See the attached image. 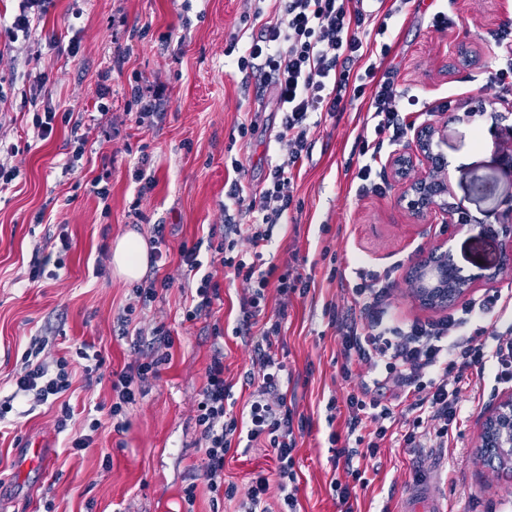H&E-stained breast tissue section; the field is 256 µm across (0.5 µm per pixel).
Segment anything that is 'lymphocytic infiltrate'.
I'll return each instance as SVG.
<instances>
[{
    "label": "lymphocytic infiltrate",
    "instance_id": "1",
    "mask_svg": "<svg viewBox=\"0 0 512 512\" xmlns=\"http://www.w3.org/2000/svg\"><path fill=\"white\" fill-rule=\"evenodd\" d=\"M272 2L274 15L264 23L260 36L245 45L239 56L227 61L226 67L229 72L257 77L273 86L282 114L278 138L287 143L288 152L272 166L258 195L244 198L239 182H232L227 193L232 211L225 214L223 224L210 228L207 236L192 244L179 247L181 262L197 275L191 285L193 296L185 312L186 320L209 315L219 297V285L212 274L201 271V252L218 257L224 268L249 285L248 295L240 301L233 333L252 349L253 368L247 371L245 381L258 383L259 390L241 414L229 410L232 386L224 377V349L216 344L196 405L203 477L212 501H230L238 494L237 485L224 480V461L231 452L243 445H260L273 452L274 477L259 473L252 478L240 512H300L295 451L297 432L304 429L306 422L288 406V377L278 348L288 309L283 306L269 310L266 292L273 286L281 296H303L308 283L299 271L298 258H291L280 268L266 264L262 252L274 227L288 221L293 201L292 171L308 150L309 136L319 124L318 114L344 110L347 93L363 94L366 85L374 87L369 114L375 137L363 142L359 150L360 192L381 190L375 163L383 145L382 134H390L396 140L405 131L395 81L390 76L377 79V65L372 61L374 52L388 54L390 46L385 43L377 48L363 37L367 31L385 35L386 23L378 22L376 16L361 8H347L345 0ZM360 61L365 64L363 71L352 73V65ZM353 77L358 80L354 87L349 84ZM32 123L46 135L59 123L68 128L73 153L63 171L73 173L74 162L82 157L86 145L81 121L74 119L72 111L60 113L47 107L34 112ZM240 209L251 214V223L237 221L235 213ZM243 240L249 242V249H240ZM355 275L357 281L351 294L358 314L341 318L331 309L327 315L337 325L344 358L358 356L379 372L372 383L361 384L358 390L348 393L346 435H329L335 459L343 461L357 479L361 471L355 468V460L376 457L388 436L387 422L393 412L377 396L386 381H395L413 397L408 406L411 416L400 423L404 447H425L431 436L447 443L459 422L462 395L470 388L472 377L480 378L490 371L497 383L512 382V324L498 333L491 348L466 333L468 325L484 321L497 306L501 294L496 291L439 319L401 327L385 319L390 277L369 274L361 268L356 269ZM173 345L170 331L158 327L147 344L145 360L113 373L110 419L123 420L142 384L158 377L168 364V350ZM42 350V338L33 337L15 377L14 395L24 396L34 407L60 401L58 425L63 428L72 416L69 403L63 400L71 386L69 363H48L41 357ZM273 486L279 494L274 508L268 503Z\"/></svg>",
    "mask_w": 512,
    "mask_h": 512
}]
</instances>
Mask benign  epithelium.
Segmentation results:
<instances>
[{"instance_id": "7a95c632", "label": "benign epithelium", "mask_w": 512, "mask_h": 512, "mask_svg": "<svg viewBox=\"0 0 512 512\" xmlns=\"http://www.w3.org/2000/svg\"><path fill=\"white\" fill-rule=\"evenodd\" d=\"M458 118L466 122L489 119L497 126L512 118V109L501 112L493 103L479 100ZM444 143L443 128L429 124L417 131L415 150H398L391 155L388 159L391 174L402 185L399 202L418 219L431 222L438 218L456 233L474 230L483 233L485 228L471 223L468 214L453 202L448 164L441 151ZM411 168L417 169L418 174L407 180L405 176ZM497 235L512 247V205L501 215ZM446 245L445 241L436 244L428 258L408 267L413 298L423 307L442 309L448 305V296H464L478 283L493 286L505 273L502 266H484L480 272L464 276ZM478 448L483 463L496 465L501 461L512 466V393L503 396L485 415Z\"/></svg>"}]
</instances>
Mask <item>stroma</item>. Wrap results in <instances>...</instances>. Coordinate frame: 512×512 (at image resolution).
Here are the masks:
<instances>
[{
	"mask_svg": "<svg viewBox=\"0 0 512 512\" xmlns=\"http://www.w3.org/2000/svg\"><path fill=\"white\" fill-rule=\"evenodd\" d=\"M257 8L256 0H54L30 37L0 45V140L22 149L9 160L22 175L0 195V394L12 393L31 337L41 336L43 359L69 361L72 386L64 399L73 410L61 432L59 405L30 412L22 400L14 401L0 430V512H178L180 491L191 483L197 486L195 512H236L234 502L212 508L194 408L206 382L216 321L225 330L224 376L233 384L237 406L252 394L242 384L251 348L232 333L246 288L203 255V268L214 273L221 299L212 316L185 321L190 274L178 247L223 223L226 182L239 180L245 193H258L288 150L276 137L281 114L272 87L224 69L232 41L244 44L260 33ZM439 10L450 18L442 31L430 23ZM387 24L392 49L379 70L394 72L402 96H417L424 107L404 106V136L385 143L377 157L383 191L356 193L359 142L373 139L374 131L367 98L349 100L344 111L323 116L313 129L309 154L292 173L293 221L275 229L263 249L265 260L280 266L299 253L309 281L303 297L268 292L269 309L288 308L279 344L290 378L288 404L308 421L296 456L302 512H339L330 483L351 476L343 463L334 462L328 436L344 432L347 394L373 376L370 364L357 360L354 378L342 377L336 328L324 313L326 306L343 313L351 304L341 271L358 265L374 273L394 270L388 315L397 324L440 316L412 299L406 271L412 261L427 257L448 229L417 221L400 206L401 186L387 167L390 155L412 146L421 124H440L455 202L492 225L512 204V169L498 152L501 142L512 143V128L457 118L479 98L500 108L512 105V88L490 80L501 53L493 33L512 25V0H409ZM73 42L79 46L75 54L69 50ZM119 47L126 55L117 66L113 55ZM107 69L111 93L104 97L99 74ZM39 71L50 75L46 92L36 102L22 103V87ZM136 76L143 87L165 88L160 113L144 126L131 113L130 83ZM103 102L108 112L82 125L87 148L77 172L63 174L68 130L60 126L42 135L32 123L34 108L70 105L87 114L97 113ZM243 122L252 126L244 136L238 129ZM235 157L245 166L238 175L230 167ZM140 166L153 179L150 190H141L132 177ZM105 174L110 194L103 200L91 184ZM158 224L165 227L159 249L167 255L158 275L169 288L137 310L131 331L149 338L156 326H165L174 338L171 362L143 385L126 430L115 431L103 421L90 448L69 453L66 445L86 433L89 413L111 404V373L139 358L131 340L113 333L134 295L131 284L112 273V242L129 232L153 241ZM60 225L70 240L64 267L29 282L31 259L54 253L52 235ZM449 246L468 273L502 264L512 252L501 239L477 233L452 237ZM83 343L105 357L101 373L87 374L76 358ZM508 392L512 383H497L486 374L475 396L463 397L462 419L447 447L413 452L399 437L386 440L377 458L360 463L367 486L358 492V512H399L402 499L421 480L447 497L454 512H506L512 473L485 466L476 445L485 412ZM41 439L48 445L49 466L19 471L26 443ZM274 469L271 452L261 448L227 457L224 476L243 491L252 472Z\"/></svg>",
	"mask_w": 512,
	"mask_h": 512,
	"instance_id": "stroma-1",
	"label": "stroma"
}]
</instances>
